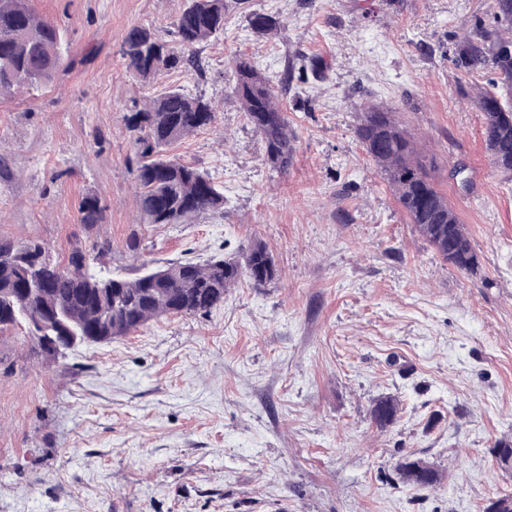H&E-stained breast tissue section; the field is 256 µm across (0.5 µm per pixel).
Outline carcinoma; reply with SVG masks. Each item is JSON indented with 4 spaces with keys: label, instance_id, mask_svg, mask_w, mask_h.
I'll return each mask as SVG.
<instances>
[{
    "label": "carcinoma",
    "instance_id": "1",
    "mask_svg": "<svg viewBox=\"0 0 512 512\" xmlns=\"http://www.w3.org/2000/svg\"><path fill=\"white\" fill-rule=\"evenodd\" d=\"M245 8V0H183L173 25L181 51L175 52L156 31L136 26L127 33L122 55L128 68L146 83L172 71L201 75L198 46L224 34V18ZM494 25L482 27L457 46L455 61L467 72L492 66V89L479 94L476 105L484 116V138L494 166L512 172V0H493ZM249 22L259 33L276 28L266 14L252 11ZM63 35L42 19L28 0H0V94L18 88L38 90L53 82L64 66ZM233 93L259 133L267 162L286 171L293 160V134L276 86L288 87L293 68L282 71L278 84L243 58L236 59ZM213 102L171 88L144 102L131 101L125 115L137 158V206L145 224H189L194 218L224 211V191L198 168L166 156L167 147L214 121ZM357 135L377 163L411 223L447 262L474 270L477 257L459 218L430 174L426 157L392 112L364 106ZM87 227L104 222L99 197L88 195L80 205ZM86 256L75 246L60 261L40 240L22 245L0 239V333L17 326L27 329L39 348L47 336L69 334L79 341H106L127 336L166 314L207 312L223 300L224 291L247 275L254 284L272 280L276 268L266 248L255 243L244 265L212 258L204 264L176 262L148 268L133 280L99 278L86 269ZM48 278L56 308L69 330L43 308L38 296L20 301V292L37 288ZM398 404L386 397L371 415L377 426L392 424Z\"/></svg>",
    "mask_w": 512,
    "mask_h": 512
}]
</instances>
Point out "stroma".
Segmentation results:
<instances>
[{"mask_svg": "<svg viewBox=\"0 0 512 512\" xmlns=\"http://www.w3.org/2000/svg\"><path fill=\"white\" fill-rule=\"evenodd\" d=\"M492 0H249L200 50L205 72L142 85L122 56L149 25L174 41L182 0H29L72 64L0 98V239L94 271L242 260L256 242L275 278L248 277L205 314L164 315L131 335L48 360L26 331L0 334V512H482L512 496L497 442H512V173L494 167L475 101L490 71L456 67ZM295 77L283 103L287 172L265 161L232 92L234 60ZM215 99L211 128L168 154L211 175L223 214L143 224L123 116L168 88ZM419 143L464 224L462 272L411 224L357 137L365 104ZM463 168V179L453 172ZM98 195L106 221L80 222ZM398 402L394 424L371 408ZM419 458L438 482L399 477ZM397 411L398 404L396 400L391 397H386L377 401L372 408L371 415L376 425L384 428L395 421Z\"/></svg>", "mask_w": 512, "mask_h": 512, "instance_id": "obj_1", "label": "stroma"}]
</instances>
